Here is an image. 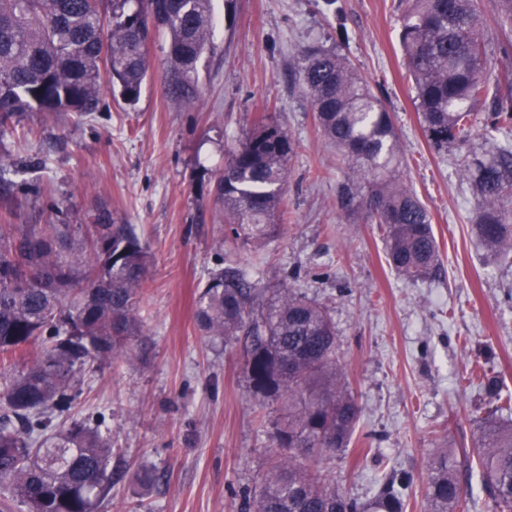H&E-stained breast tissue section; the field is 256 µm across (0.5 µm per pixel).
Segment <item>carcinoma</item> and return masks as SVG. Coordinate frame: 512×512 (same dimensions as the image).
Returning a JSON list of instances; mask_svg holds the SVG:
<instances>
[{
	"label": "carcinoma",
	"instance_id": "cac0c4a2",
	"mask_svg": "<svg viewBox=\"0 0 512 512\" xmlns=\"http://www.w3.org/2000/svg\"><path fill=\"white\" fill-rule=\"evenodd\" d=\"M404 65L430 144L467 143L474 107L495 89L485 136L488 158L465 156L459 169L480 204L474 232L500 260L512 256V70L491 65L478 0H407ZM212 0H0V131L27 112L87 117L104 106V78L128 105L140 97L148 46L169 38L167 86L192 90L198 63L213 51ZM299 76L323 137L348 161L342 209L383 230L389 264L403 277L429 275L439 250L428 210L398 178L399 137L390 112L350 60L307 46ZM292 143L260 122L224 162L214 186L224 209V240L260 241L278 231ZM146 247L130 224L100 207L90 224L0 225V360L22 371L0 378V512H95L112 489V446L87 422L53 424L94 364L112 362L142 332L140 293ZM255 314L257 289L235 260L209 273L195 314L214 342L245 343L243 371L253 399L279 403L274 454L249 512H404L410 479L384 481L369 500L336 487L321 467L344 453L361 418L338 356L327 307L297 288ZM42 349L30 357L27 347ZM475 455L437 453L427 483L430 512H470L459 473L477 469L494 512H512V393L495 390Z\"/></svg>",
	"mask_w": 512,
	"mask_h": 512
}]
</instances>
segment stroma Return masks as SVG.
I'll use <instances>...</instances> for the list:
<instances>
[{
    "label": "stroma",
    "mask_w": 512,
    "mask_h": 512,
    "mask_svg": "<svg viewBox=\"0 0 512 512\" xmlns=\"http://www.w3.org/2000/svg\"><path fill=\"white\" fill-rule=\"evenodd\" d=\"M405 0H214V49L198 64L191 99L164 88L169 40L149 47L138 102L103 111L28 114L0 139V224L84 223L106 205L147 246L142 334L121 361L85 375L68 420L98 419L117 476L97 512H242L267 469L277 403L257 404L243 343H210L195 323L200 285L223 257L216 178L258 122L294 145L280 230L236 257L260 288L294 287L328 307L341 363L362 417L336 484L372 497L382 478L408 474L407 512H428L437 451L472 449L487 372L512 393V269L477 239L478 198L459 174L458 148L427 140L403 65ZM346 55L383 100L399 134L402 181L426 206L440 268L411 282L392 270L378 225L338 204L348 162L318 130L298 74L301 48ZM156 471L144 493L135 474Z\"/></svg>",
    "instance_id": "obj_1"
}]
</instances>
